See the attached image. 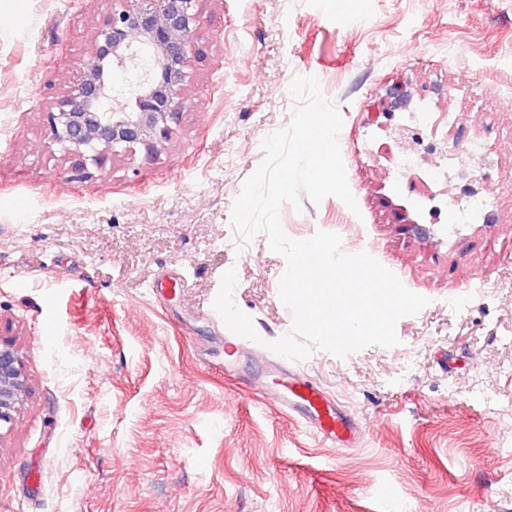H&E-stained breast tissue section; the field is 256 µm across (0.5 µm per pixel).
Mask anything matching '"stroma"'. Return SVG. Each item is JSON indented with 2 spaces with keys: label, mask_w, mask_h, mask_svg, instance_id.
I'll return each mask as SVG.
<instances>
[{
  "label": "stroma",
  "mask_w": 512,
  "mask_h": 512,
  "mask_svg": "<svg viewBox=\"0 0 512 512\" xmlns=\"http://www.w3.org/2000/svg\"><path fill=\"white\" fill-rule=\"evenodd\" d=\"M110 7L0 0V329L27 373L0 432V512H384L386 485L401 512H512V0H202L206 56L172 141L73 182L40 110ZM299 76L343 119L357 207L286 203L283 231L337 233L429 300L396 346L300 361L365 426L347 452L253 387L293 325L287 263L231 224ZM380 107L396 123L450 110V144L487 141L492 225L402 229L410 196L369 151ZM231 268L258 338L228 375L213 303ZM167 272L186 286L162 299L150 288Z\"/></svg>",
  "instance_id": "35a3bbf8"
}]
</instances>
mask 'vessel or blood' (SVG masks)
Returning <instances> with one entry per match:
<instances>
[{
    "label": "vessel or blood",
    "instance_id": "vessel-or-blood-1",
    "mask_svg": "<svg viewBox=\"0 0 512 512\" xmlns=\"http://www.w3.org/2000/svg\"><path fill=\"white\" fill-rule=\"evenodd\" d=\"M259 389L330 447L345 451L361 445L359 422L320 385L298 374L293 364L278 365L272 381L260 383Z\"/></svg>",
    "mask_w": 512,
    "mask_h": 512
}]
</instances>
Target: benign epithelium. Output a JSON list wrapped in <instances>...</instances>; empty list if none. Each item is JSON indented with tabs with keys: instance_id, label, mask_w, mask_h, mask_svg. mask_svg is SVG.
Segmentation results:
<instances>
[{
	"instance_id": "benign-epithelium-1",
	"label": "benign epithelium",
	"mask_w": 512,
	"mask_h": 512,
	"mask_svg": "<svg viewBox=\"0 0 512 512\" xmlns=\"http://www.w3.org/2000/svg\"><path fill=\"white\" fill-rule=\"evenodd\" d=\"M199 0H112L87 47L76 82L41 111L53 141L74 156L72 179L93 177L110 156L142 148L156 154L172 139L187 109L184 87L193 58ZM148 71L114 94L112 74ZM27 383L13 340L0 333V427L13 420Z\"/></svg>"
}]
</instances>
